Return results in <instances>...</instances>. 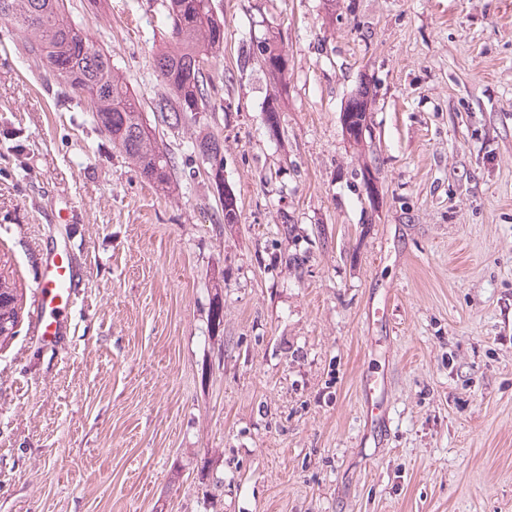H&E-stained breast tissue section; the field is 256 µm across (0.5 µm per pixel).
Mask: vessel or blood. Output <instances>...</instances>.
Returning a JSON list of instances; mask_svg holds the SVG:
<instances>
[{"label": "vessel or blood", "mask_w": 512, "mask_h": 512, "mask_svg": "<svg viewBox=\"0 0 512 512\" xmlns=\"http://www.w3.org/2000/svg\"><path fill=\"white\" fill-rule=\"evenodd\" d=\"M77 292L76 263L70 255L54 250L41 258L40 295L43 311L42 338L47 343L59 342L68 332L66 307ZM386 386L377 375H367L363 384L366 418L370 424L369 440H377L387 418L384 409Z\"/></svg>", "instance_id": "vessel-or-blood-1"}]
</instances>
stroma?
Wrapping results in <instances>:
<instances>
[{
	"label": "stroma",
	"mask_w": 512,
	"mask_h": 512,
	"mask_svg": "<svg viewBox=\"0 0 512 512\" xmlns=\"http://www.w3.org/2000/svg\"><path fill=\"white\" fill-rule=\"evenodd\" d=\"M82 3L130 90L163 93L162 0ZM215 4L208 111L145 114L177 164L167 195L0 22V259L24 293L0 342V512H512V0ZM270 30L278 93L247 54ZM362 90L355 143L340 117ZM53 247L82 272L56 346ZM372 372L390 425L365 448ZM209 179L216 188L218 202L224 216V226L225 228H231L233 224H238L240 219L235 195L232 189L225 184L223 170L220 167H217L215 171L210 174Z\"/></svg>",
	"instance_id": "obj_1"
}]
</instances>
